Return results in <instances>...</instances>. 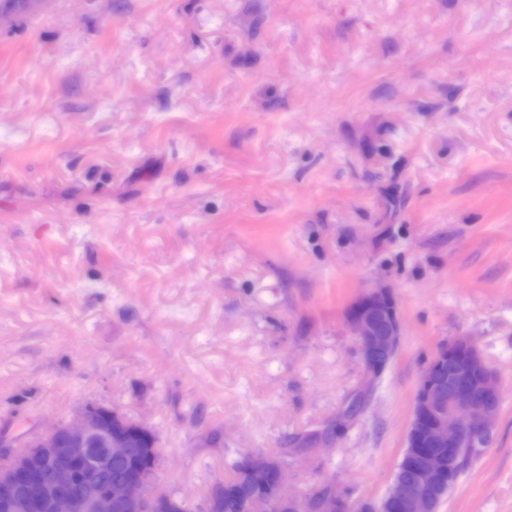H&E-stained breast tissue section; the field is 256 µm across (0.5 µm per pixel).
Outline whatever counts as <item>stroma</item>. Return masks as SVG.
I'll return each instance as SVG.
<instances>
[{"mask_svg": "<svg viewBox=\"0 0 512 512\" xmlns=\"http://www.w3.org/2000/svg\"><path fill=\"white\" fill-rule=\"evenodd\" d=\"M372 288L402 323L377 378L346 321ZM458 337L503 399L439 512H512V0H30L0 25L11 436L99 400L155 429L170 495L262 455L297 499L377 503Z\"/></svg>", "mask_w": 512, "mask_h": 512, "instance_id": "1", "label": "stroma"}]
</instances>
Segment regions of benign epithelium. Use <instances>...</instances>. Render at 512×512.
Masks as SVG:
<instances>
[{"instance_id":"7a95c632","label":"benign epithelium","mask_w":512,"mask_h":512,"mask_svg":"<svg viewBox=\"0 0 512 512\" xmlns=\"http://www.w3.org/2000/svg\"><path fill=\"white\" fill-rule=\"evenodd\" d=\"M358 337L365 365L381 375L397 350L401 323L392 298L382 289L364 293L347 313ZM462 358L448 377L429 373L422 380L414 405L406 447L427 444L448 449V471L460 463L457 449L480 450L490 445L501 405L497 375L479 348L467 339L447 346ZM126 418L103 401L77 407L72 417L46 431L32 432L26 450L14 453L0 467V512H169L172 503L149 499L146 480L118 478L99 483L95 472L127 458L134 444L125 431ZM253 482L268 478L272 463L264 456L247 459ZM436 456L416 457L412 477L398 478L383 500V512H434L431 492L441 480Z\"/></svg>"}]
</instances>
